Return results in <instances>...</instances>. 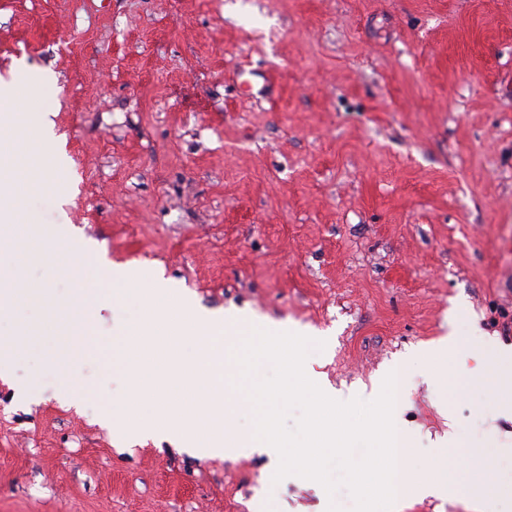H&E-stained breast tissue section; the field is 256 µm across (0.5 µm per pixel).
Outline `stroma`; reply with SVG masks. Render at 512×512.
Returning <instances> with one entry per match:
<instances>
[{"label":"stroma","instance_id":"35a3bbf8","mask_svg":"<svg viewBox=\"0 0 512 512\" xmlns=\"http://www.w3.org/2000/svg\"><path fill=\"white\" fill-rule=\"evenodd\" d=\"M109 2L0 0V86L44 185L15 184L8 144L0 184L104 271L155 268L207 309L309 330L325 347L308 367L346 397L398 372L414 466L460 472L494 448L486 512H512V413L477 357L512 345V0ZM13 232L8 275L56 301L0 312V338L29 332L0 377V512H352L346 488L274 481L264 455L116 444L139 304L104 309L64 374L53 325L84 256L58 271L60 241ZM448 335L440 369L422 351Z\"/></svg>","mask_w":512,"mask_h":512}]
</instances>
